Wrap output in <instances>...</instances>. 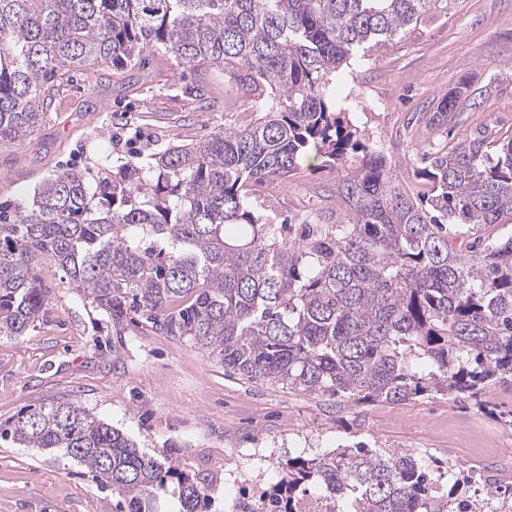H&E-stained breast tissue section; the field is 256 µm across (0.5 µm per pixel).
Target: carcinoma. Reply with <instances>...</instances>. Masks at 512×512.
I'll use <instances>...</instances> for the list:
<instances>
[{"instance_id": "1", "label": "carcinoma", "mask_w": 512, "mask_h": 512, "mask_svg": "<svg viewBox=\"0 0 512 512\" xmlns=\"http://www.w3.org/2000/svg\"><path fill=\"white\" fill-rule=\"evenodd\" d=\"M448 2L0 0V147L42 125L71 71L135 65L150 48L230 74L261 112L200 145L52 175L0 213V338L25 335L44 313L31 271L46 260L112 322L135 305L165 311L166 335L305 394L465 400L512 382V235L455 247L445 232L512 221V136L424 153L429 190L415 196L339 117L346 74ZM482 94L460 79L431 124ZM312 152L343 167L344 214L290 240L289 225L256 214L248 187L287 179ZM2 440L71 457L127 512H154L173 477L180 512L207 502L203 485L73 402L19 411ZM309 485L328 512H475L435 495L423 457L365 445L289 460L261 507L240 512H296ZM497 490L496 512H512V476Z\"/></svg>"}]
</instances>
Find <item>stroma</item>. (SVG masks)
<instances>
[{
	"label": "stroma",
	"mask_w": 512,
	"mask_h": 512,
	"mask_svg": "<svg viewBox=\"0 0 512 512\" xmlns=\"http://www.w3.org/2000/svg\"><path fill=\"white\" fill-rule=\"evenodd\" d=\"M512 0H452L414 30L381 48L349 82L348 114L361 142L379 147L410 188L429 147L477 133L512 135ZM485 92L457 120L433 126L436 99L465 73ZM259 114L246 89L224 75L198 77L164 51L144 63L72 73L53 98L41 129L0 148V205L27 199L50 175L95 169L106 159L198 145L218 129L246 127ZM343 172L305 161L279 184L254 185V209L276 224L335 216ZM35 272L47 290L45 313L27 335L0 339V422L52 401L80 405L128 435L140 451L171 461L208 489L207 512L260 506L288 459L314 458L357 442L405 448L428 463L455 460L456 497L483 493V473L499 462L512 474V385L493 388L483 404L425 396L399 404L351 405L241 376L183 339L161 334L137 315L124 325L71 288L43 261ZM0 512H126L75 460L33 448L0 447Z\"/></svg>",
	"instance_id": "1"
}]
</instances>
